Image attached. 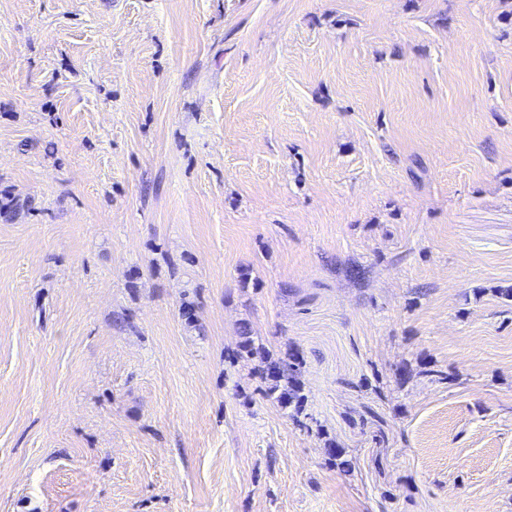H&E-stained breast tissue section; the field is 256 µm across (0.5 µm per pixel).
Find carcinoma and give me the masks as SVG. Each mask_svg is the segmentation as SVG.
Segmentation results:
<instances>
[{
    "instance_id": "carcinoma-1",
    "label": "carcinoma",
    "mask_w": 512,
    "mask_h": 512,
    "mask_svg": "<svg viewBox=\"0 0 512 512\" xmlns=\"http://www.w3.org/2000/svg\"><path fill=\"white\" fill-rule=\"evenodd\" d=\"M303 362L300 357L285 353L276 357L266 356L264 368L261 370L265 379L264 397L277 401L285 406H294L292 418L302 427H309L316 419L303 412L305 397L299 384Z\"/></svg>"
}]
</instances>
